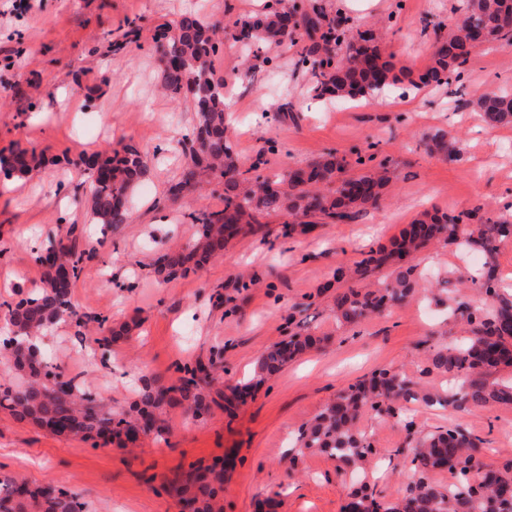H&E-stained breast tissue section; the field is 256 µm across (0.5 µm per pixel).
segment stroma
<instances>
[{"instance_id":"stroma-1","label":"stroma","mask_w":512,"mask_h":512,"mask_svg":"<svg viewBox=\"0 0 512 512\" xmlns=\"http://www.w3.org/2000/svg\"><path fill=\"white\" fill-rule=\"evenodd\" d=\"M352 29H377L380 47L398 66L422 71L438 27L448 26L459 0H321ZM256 0H30L16 9L0 0V155L28 148L44 163L20 186L0 193V299L14 286L33 287L42 269L32 256L60 224L85 221L88 191L79 156L105 157L133 142L150 159V171L129 201L130 220L118 232L93 226L79 246L85 252L73 290L80 313L113 327L130 319L128 335L102 343L97 324L78 329L60 324L46 344L50 361L80 377L91 391L107 386L113 405L134 397L142 376L174 380L179 363L208 359L224 349V383L250 374L261 352L288 333V313L306 303V328L320 336L311 350L277 373L234 415L213 409L205 418L183 407H167V435L142 437L133 448H94L57 437L0 412V471L36 485L78 493L89 512H180L164 487L190 464L231 455L236 466L224 481V512H261L274 499L275 512H340L354 482L326 454L298 451L299 430L339 391L357 379L391 369L444 392L448 379L427 371L434 345L455 344L463 331L447 305L426 300L392 309L357 326L336 322L331 306L338 267L352 266L361 249L388 244L421 211H460L483 205L496 214L512 193V125L488 127L469 105L500 86L512 87V48H482L464 75V93L424 87L403 94L332 108L313 98L293 51L262 65L253 81L235 85L238 122L233 127L240 160L262 158L267 169L302 166L332 152L349 170L363 160L390 159V181L380 208L352 224H322L309 234L267 244L250 236L229 246L202 271L185 278L158 279L153 263L161 244L192 241L193 225L183 213L222 205L223 182L215 177L184 198H166L186 162L184 143L196 122L191 104L162 92L156 80L153 39L183 15L196 12L224 24V53L217 72L242 69L236 20L260 12ZM292 100L294 119L275 122L260 104ZM451 132L459 159L449 162L425 152L423 138ZM70 164H62L60 156ZM425 277L446 272L470 276L482 257L437 244L417 255ZM254 275L257 288L236 294L234 312L213 293L238 272ZM416 435L454 425L482 437L485 461L497 468L512 461V406L456 411L439 405L413 406ZM359 428L374 452L364 471L385 500L402 495L412 455L394 421L364 415Z\"/></svg>"}]
</instances>
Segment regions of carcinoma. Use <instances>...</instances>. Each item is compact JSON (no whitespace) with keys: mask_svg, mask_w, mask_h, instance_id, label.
<instances>
[{"mask_svg":"<svg viewBox=\"0 0 512 512\" xmlns=\"http://www.w3.org/2000/svg\"><path fill=\"white\" fill-rule=\"evenodd\" d=\"M277 8L263 17L235 23L233 38L243 50L267 63L270 57L253 52L257 45L268 51L297 47L296 65L311 84L314 97L325 101H351L381 89L407 84L463 87V76L478 49L470 35L469 20L483 31L482 45L512 47V0H465L459 9L466 17L454 18L453 29L435 33L425 71L418 75L385 57L371 30L351 32L336 25L321 4L276 0ZM158 55L157 82L174 98L192 99L197 124L186 148L188 162L180 179L170 185L169 198L176 201L204 179L217 174L224 181L223 207H201L186 214L196 227L194 241L161 251L154 265L157 277L187 276L204 269L231 243L260 232L265 217L286 215L276 237L288 239L311 232L318 220L344 224L368 208L379 207L390 179L389 160L357 175H346L348 162L334 153L307 164L273 173L260 172L262 159L247 167L239 165L229 113L224 111L226 81L216 77L214 62L224 52V28L196 14H186L154 39ZM473 106L490 127L512 124V90L491 91ZM427 150L444 159H458L448 131L438 129L425 141ZM11 159L5 181L25 177L35 166V152L21 149L0 155ZM84 167L89 184L84 206L95 220L114 231L129 221V199L148 172L144 152L133 143L100 163L99 171L86 166L81 156L74 162ZM76 225L66 231L67 240H50L36 261L43 267L41 285L20 298L0 304L13 335L39 339L53 326L71 321L78 327L89 319L79 314L73 288L79 278L83 252L75 236ZM512 238V216L493 218L479 205L467 211L439 208L420 213L389 245L361 253L351 273L336 269V281L355 284L336 294L332 311L336 319L358 325L367 318L406 305L429 292L412 264L415 256L437 243L459 244L481 253L485 262L478 276L461 282L450 298L453 315L463 322L468 336L460 344L442 346L429 353V364L448 377L453 386L446 393L420 387L412 377L382 369L343 389L336 401L301 428L299 447L326 453L341 464L355 468L373 451L367 435L358 427L360 416L372 412L393 419L407 432L415 427L404 402L449 406L466 411L488 405H512L511 383H488L482 371L512 367V294L500 287L496 255L502 242ZM318 344L300 331L270 345L257 359L250 378L227 385L211 397L208 388L217 378L212 370L222 363L223 348L212 350L207 362L177 365L175 381L163 383L143 377L136 398L116 408L86 389L71 376L61 378L60 367L45 356L35 358L29 349L0 340L5 362L0 371L13 377L0 384V412L19 422L56 436L92 447L136 445L142 435L165 433L158 412L179 403L193 417L207 415L212 407L230 412L244 404L260 385L284 366ZM483 440L458 427L429 433L414 440L410 482L401 498L386 501L362 483L346 495L341 512H512V461L503 468L483 464ZM447 470L455 482L444 491L428 475ZM224 464L192 467L170 484L168 493L178 500L181 512H223ZM0 512H86V503L74 493L53 485H30L25 479L0 472Z\"/></svg>","mask_w":512,"mask_h":512,"instance_id":"carcinoma-1","label":"carcinoma"}]
</instances>
